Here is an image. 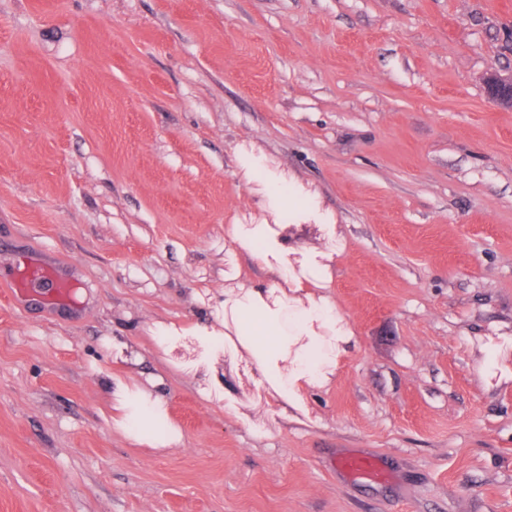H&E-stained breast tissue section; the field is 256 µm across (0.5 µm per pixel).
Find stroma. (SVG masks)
Segmentation results:
<instances>
[{
    "label": "stroma",
    "instance_id": "stroma-1",
    "mask_svg": "<svg viewBox=\"0 0 512 512\" xmlns=\"http://www.w3.org/2000/svg\"><path fill=\"white\" fill-rule=\"evenodd\" d=\"M492 68L512 73V0H0V512H512ZM243 148L338 224L323 293L355 341L304 412L223 346L208 379L195 338L156 334L271 281L227 234L268 216ZM26 257L70 299L14 294ZM114 377L163 403L140 439ZM356 452L388 480L337 469Z\"/></svg>",
    "mask_w": 512,
    "mask_h": 512
}]
</instances>
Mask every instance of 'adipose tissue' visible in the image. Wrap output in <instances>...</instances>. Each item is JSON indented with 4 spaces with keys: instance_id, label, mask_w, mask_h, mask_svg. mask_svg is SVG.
I'll list each match as a JSON object with an SVG mask.
<instances>
[{
    "instance_id": "adipose-tissue-1",
    "label": "adipose tissue",
    "mask_w": 512,
    "mask_h": 512,
    "mask_svg": "<svg viewBox=\"0 0 512 512\" xmlns=\"http://www.w3.org/2000/svg\"><path fill=\"white\" fill-rule=\"evenodd\" d=\"M291 188L301 201L296 220L315 223L328 246L299 253L268 222L230 225L232 241L244 250H258L275 280L265 288L242 283L225 287L222 339L226 353L246 352L245 362L259 384L297 406L305 390L323 386L335 374L354 332L320 293L329 280L336 224L314 195L297 185Z\"/></svg>"
}]
</instances>
